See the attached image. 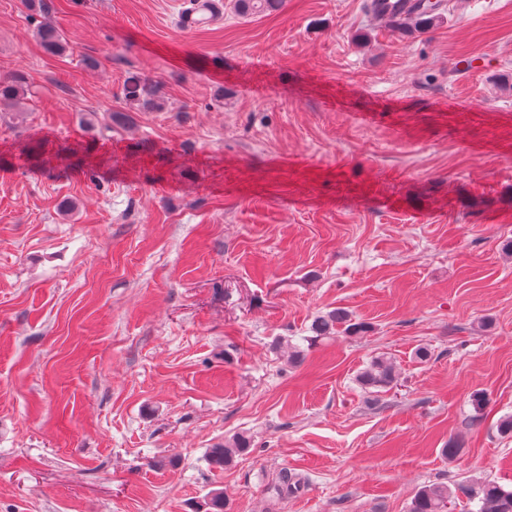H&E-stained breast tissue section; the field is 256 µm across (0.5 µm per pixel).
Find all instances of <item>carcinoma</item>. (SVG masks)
<instances>
[{
	"label": "carcinoma",
	"mask_w": 512,
	"mask_h": 512,
	"mask_svg": "<svg viewBox=\"0 0 512 512\" xmlns=\"http://www.w3.org/2000/svg\"><path fill=\"white\" fill-rule=\"evenodd\" d=\"M385 0H368V10L378 18L388 22L392 28L412 27L427 30L440 19L443 8L440 0H403V6L394 15H387L382 7ZM283 0H234L235 12L243 17L277 11ZM37 36L43 49L52 54H62L68 48L63 33L53 24L42 21L38 24ZM26 77L19 74L0 76V106L15 105L20 102L26 87ZM125 98L144 101L146 105H155L150 95L149 80L142 77H130L124 86ZM352 333L360 332L364 325L352 321L348 311L338 308L316 317L311 324L312 342L331 338L336 327ZM358 382L366 389L378 392L391 389L397 382V369L389 358L377 357L359 374ZM252 438L245 432L237 433L215 444L205 456L208 466L215 470H228L237 460L250 453ZM279 487L286 495H296L305 487L302 478H296L283 472L279 478ZM463 495L471 503H477L475 512H512V489H507L492 480L478 481L473 484H459L453 488L441 484H428L418 489L411 501L408 512H447L448 502ZM227 504L220 491L210 493L200 503L196 512H226Z\"/></svg>",
	"instance_id": "obj_1"
}]
</instances>
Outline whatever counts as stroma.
<instances>
[{
  "instance_id": "stroma-1",
  "label": "stroma",
  "mask_w": 512,
  "mask_h": 512,
  "mask_svg": "<svg viewBox=\"0 0 512 512\" xmlns=\"http://www.w3.org/2000/svg\"><path fill=\"white\" fill-rule=\"evenodd\" d=\"M182 2L0 0V76L28 79L0 110V512H195L214 489L228 512H407L426 484L511 487L512 0L404 33L367 0H223L193 30ZM135 74L161 109L125 98ZM336 308L366 332L310 344ZM378 356L399 379L370 394ZM242 431L250 453L209 469ZM282 4L283 0H235L234 10L238 15L248 17L277 11ZM39 42L43 49L52 55L62 54L68 48L63 33L53 24L41 21L36 29ZM397 376L396 366L390 358L377 357L359 374L358 382L366 389L382 392L395 385ZM252 438L246 432L224 439V443H217L206 453L205 460L208 466L215 470H228L235 466L237 460L250 453Z\"/></svg>"
}]
</instances>
